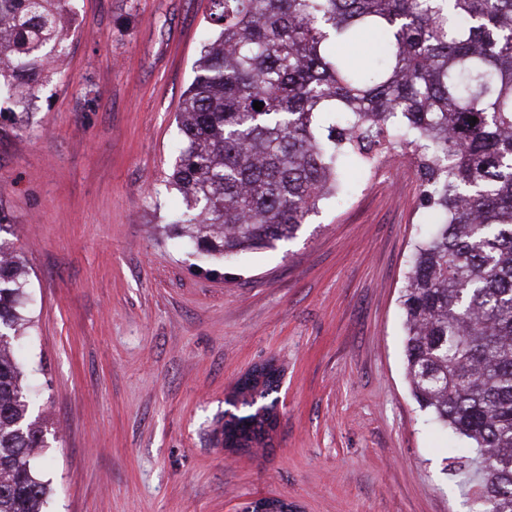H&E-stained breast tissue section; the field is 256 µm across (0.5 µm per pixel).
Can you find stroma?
<instances>
[{
  "label": "stroma",
  "instance_id": "obj_1",
  "mask_svg": "<svg viewBox=\"0 0 512 512\" xmlns=\"http://www.w3.org/2000/svg\"><path fill=\"white\" fill-rule=\"evenodd\" d=\"M62 75L0 101V237L29 272L17 354L46 447L50 512H463V441L418 406L399 296L427 229L402 150L348 174L276 248L213 260L170 231L175 115L210 0H69ZM284 371L259 454L225 451V397Z\"/></svg>",
  "mask_w": 512,
  "mask_h": 512
}]
</instances>
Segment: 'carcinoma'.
I'll return each mask as SVG.
<instances>
[{"mask_svg":"<svg viewBox=\"0 0 512 512\" xmlns=\"http://www.w3.org/2000/svg\"><path fill=\"white\" fill-rule=\"evenodd\" d=\"M207 37L176 117L172 230L224 258L294 238L345 174L401 144L420 150L426 207L400 303L419 407L467 441L470 512H512V0H210ZM68 0H0V80L29 103L58 74ZM370 33L378 58L340 48ZM264 103L257 111L253 102ZM477 121H471V118ZM27 267L0 238V512H43L31 461L43 423L10 348L32 328ZM278 386L224 411L261 442Z\"/></svg>","mask_w":512,"mask_h":512,"instance_id":"carcinoma-1","label":"carcinoma"}]
</instances>
